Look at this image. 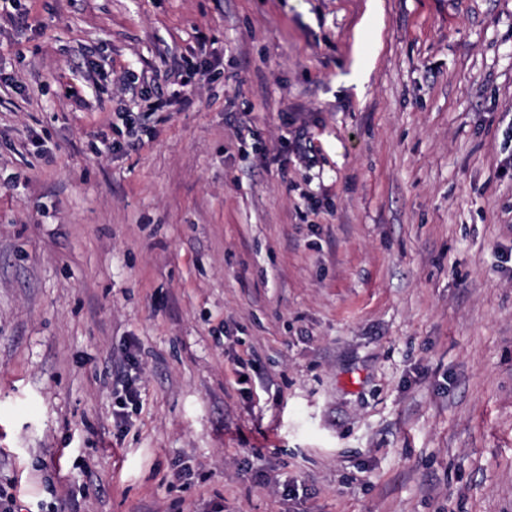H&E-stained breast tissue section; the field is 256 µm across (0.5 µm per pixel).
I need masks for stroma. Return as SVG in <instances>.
Here are the masks:
<instances>
[{
	"mask_svg": "<svg viewBox=\"0 0 512 512\" xmlns=\"http://www.w3.org/2000/svg\"><path fill=\"white\" fill-rule=\"evenodd\" d=\"M510 156L512 0H14L0 488L512 512Z\"/></svg>",
	"mask_w": 512,
	"mask_h": 512,
	"instance_id": "1",
	"label": "stroma"
}]
</instances>
